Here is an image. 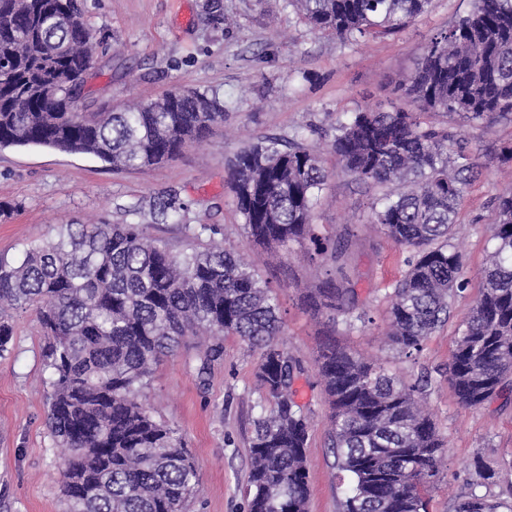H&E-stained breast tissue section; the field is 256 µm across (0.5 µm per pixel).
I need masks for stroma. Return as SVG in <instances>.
Wrapping results in <instances>:
<instances>
[{"mask_svg":"<svg viewBox=\"0 0 512 512\" xmlns=\"http://www.w3.org/2000/svg\"><path fill=\"white\" fill-rule=\"evenodd\" d=\"M86 5V23L102 41L96 74L87 84V111L120 109L175 87L209 89L226 103L224 124L177 159L133 172L112 171L86 154L0 148V204L12 208L10 216H0V253L17 260L30 245L54 238L68 224L144 222L149 200L172 192L202 222L223 225L225 245L244 249L241 219L224 186L227 161L265 136L286 140L310 123L330 128L344 112L402 105L399 78L414 70L429 38L466 16L472 2L431 0L427 11L395 36L356 45L312 31L283 10L282 0H86ZM437 121L462 133L485 170L469 186L458 214L465 290L417 359L398 357L381 336L386 288L404 274L407 252L370 224L372 191L337 173L335 156L317 137L312 144L333 176L318 199L314 221L327 232L349 233L355 244L352 264L375 320L364 329L337 322V340L379 357L404 377L424 369L431 373L426 402L446 438L431 510L454 512L477 462L491 474L478 494L512 500V399L465 408L442 376L457 328L482 286L493 199L512 188V163L496 157L501 146L512 143V121L469 123L455 114ZM249 256L280 294L283 341L303 369L295 387L311 422L308 512H341L343 487L328 446L329 408L315 367L325 327L298 301L301 288L316 282L319 271L299 249L273 267L265 266L259 250ZM11 322L10 349L0 357V512H63L64 451L46 427L48 373L40 354L41 330L29 309L13 311ZM258 362V352L225 337L223 359L202 381L197 349L190 344L154 366L143 390L156 418L185 439L199 463L200 492L190 502L191 512H246L249 439L264 398L255 377Z\"/></svg>","mask_w":512,"mask_h":512,"instance_id":"1","label":"stroma"}]
</instances>
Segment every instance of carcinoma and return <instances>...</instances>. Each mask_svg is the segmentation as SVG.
I'll list each match as a JSON object with an SVG mask.
<instances>
[{"mask_svg": "<svg viewBox=\"0 0 512 512\" xmlns=\"http://www.w3.org/2000/svg\"><path fill=\"white\" fill-rule=\"evenodd\" d=\"M315 32L343 43L384 38L408 26L431 0H284ZM64 42L50 55L41 39ZM100 41L78 0H0V148L39 146L89 154L116 171L163 164L224 122L215 92L175 89L119 112H71L84 98L83 67ZM54 95H44L46 87ZM413 109L344 113L331 129L309 124L288 143L266 136L237 153L224 174L247 242L279 259L293 245L329 267L302 302L336 325L373 322L355 314L360 293L349 261L353 241L322 231L314 209L333 172L310 136L328 138L339 171L374 198L370 223L411 250L386 292V344L410 358L450 318L463 292L457 217L481 174L460 134L434 113L470 121L512 118V0H473L470 13L422 47L399 84ZM175 194L151 217L177 221L188 248L150 237L147 224H69L29 246L20 261L0 256V357L13 336L11 311L31 309L50 370L46 425L66 449L60 469L66 512H186L198 491L197 461L181 437L152 415L141 390L153 367L201 336L200 379L235 336L260 353L264 394L249 442L247 512H307V413L293 390L301 365L288 355L277 294L260 269L216 236L219 224H187ZM492 252L446 368L460 404L478 408L512 392V191L494 198ZM316 365L331 409L329 445L344 486L342 512H430L444 441L413 380L326 337ZM491 479L475 466L472 491L454 512H512L474 488Z\"/></svg>", "mask_w": 512, "mask_h": 512, "instance_id": "obj_1", "label": "carcinoma"}]
</instances>
